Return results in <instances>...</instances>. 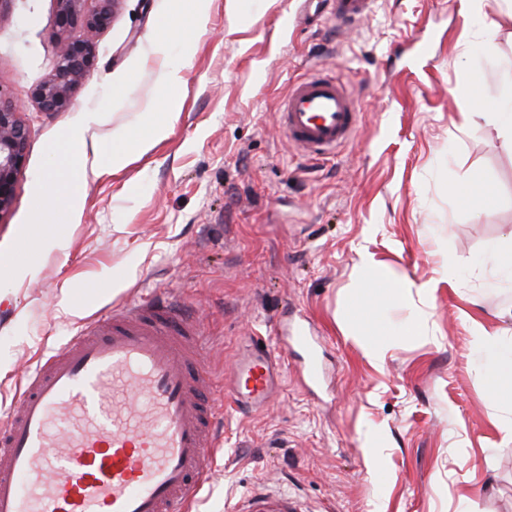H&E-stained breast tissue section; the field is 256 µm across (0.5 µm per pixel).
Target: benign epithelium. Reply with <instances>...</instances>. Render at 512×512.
<instances>
[{
  "label": "benign epithelium",
  "mask_w": 512,
  "mask_h": 512,
  "mask_svg": "<svg viewBox=\"0 0 512 512\" xmlns=\"http://www.w3.org/2000/svg\"><path fill=\"white\" fill-rule=\"evenodd\" d=\"M120 2L54 0L55 59L49 73L29 91L40 112L55 115L72 108L75 89L95 70L96 47L87 34L109 28ZM19 110L18 101L0 85V214L13 202L15 184L26 157L28 128L20 119Z\"/></svg>",
  "instance_id": "benign-epithelium-1"
}]
</instances>
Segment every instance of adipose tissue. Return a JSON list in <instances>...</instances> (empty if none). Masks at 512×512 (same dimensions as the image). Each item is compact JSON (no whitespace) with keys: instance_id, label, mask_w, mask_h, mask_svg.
I'll use <instances>...</instances> for the list:
<instances>
[{"instance_id":"ef3b65f1","label":"adipose tissue","mask_w":512,"mask_h":512,"mask_svg":"<svg viewBox=\"0 0 512 512\" xmlns=\"http://www.w3.org/2000/svg\"><path fill=\"white\" fill-rule=\"evenodd\" d=\"M86 125H76L66 129L57 143L56 153L59 162L46 175L44 188L53 194L67 192L69 203H77L76 189L84 179V167L75 164L76 156L83 154L87 147ZM168 125L164 120L153 119L149 133L146 137L136 141L134 149L115 147L106 150V162L104 167L111 172H118L125 168L134 155H142L149 152L156 143L166 138ZM414 284L407 278H385L379 266L371 256L360 255L355 265V289L354 295L360 304L348 308L347 316L356 317L359 314H367L368 321L365 328L370 342L367 352L375 364H383L385 344L380 339L382 330L377 316L372 313V308L378 301H386L393 304L410 299ZM472 344L476 349L484 352L486 359L480 369V376L489 384L497 401L512 405V347H504L498 337L488 333L482 326L473 329Z\"/></svg>"}]
</instances>
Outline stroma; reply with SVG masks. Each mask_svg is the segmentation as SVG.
<instances>
[{
	"mask_svg": "<svg viewBox=\"0 0 512 512\" xmlns=\"http://www.w3.org/2000/svg\"><path fill=\"white\" fill-rule=\"evenodd\" d=\"M302 7L211 0L200 30L178 0H122L91 36L92 77L52 117L29 89L54 61L53 0H12L0 15V86L29 130L0 214V410L27 369L103 310L173 289L209 331L215 369L261 343L282 373L265 403L225 404L197 512H242L248 498L283 493L290 512H512V442L500 430L512 411L477 377L471 343L478 323L512 345V287L496 283L485 254L492 241L512 247V153L484 122H462L474 105L457 89L473 47L461 0H378L344 30ZM160 39L168 57L154 52ZM511 62L503 33L475 75L481 97L512 93ZM165 66L182 70L171 93ZM316 66L349 80L361 111L354 143L321 160L289 144L278 116L290 81ZM171 98L168 138L120 172H87L76 216L46 199L66 128L88 124L91 147L128 144ZM471 178L494 192L492 215L450 190ZM48 233L57 246L39 249ZM22 241L37 246V272L18 280ZM363 252L428 287L385 311L397 334L381 366L337 321ZM422 316L426 330L414 331ZM300 323L323 364L312 389L304 352L282 341Z\"/></svg>",
	"mask_w": 512,
	"mask_h": 512,
	"instance_id": "1",
	"label": "stroma"
}]
</instances>
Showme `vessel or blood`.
<instances>
[{"label":"vessel or blood","mask_w":512,"mask_h":512,"mask_svg":"<svg viewBox=\"0 0 512 512\" xmlns=\"http://www.w3.org/2000/svg\"><path fill=\"white\" fill-rule=\"evenodd\" d=\"M337 26L377 0H331ZM289 142L336 155L359 127L347 81L316 67L280 106ZM205 333L180 296L153 291L79 330L31 372L0 421V512H188L211 469L222 406L259 405L278 385L252 354L231 379L203 362Z\"/></svg>","instance_id":"obj_1"}]
</instances>
